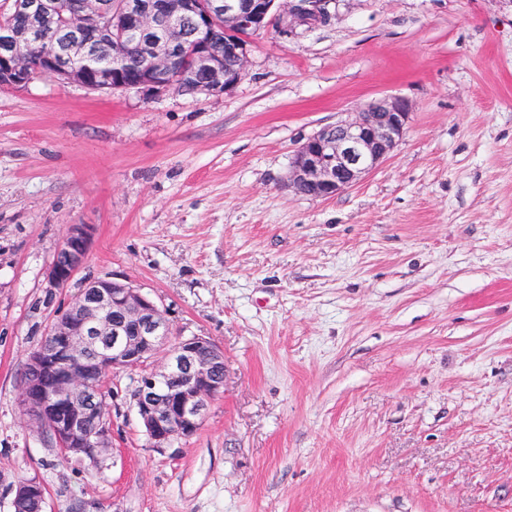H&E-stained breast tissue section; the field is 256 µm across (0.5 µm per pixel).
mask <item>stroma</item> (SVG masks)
<instances>
[{
	"label": "stroma",
	"instance_id": "stroma-1",
	"mask_svg": "<svg viewBox=\"0 0 512 512\" xmlns=\"http://www.w3.org/2000/svg\"><path fill=\"white\" fill-rule=\"evenodd\" d=\"M254 35L229 92L0 87V512H512V0H331ZM396 96L390 158L329 199L284 186L320 128ZM96 228L67 287L46 273ZM224 351L200 429L151 447L108 372L112 448L61 460L19 384L85 280ZM94 234L91 224H72L47 271L48 288H64L86 263ZM14 498H33L43 502L45 500V492L39 483L26 481L18 484ZM12 508L13 512H38L39 506L35 501L24 499L13 501Z\"/></svg>",
	"mask_w": 512,
	"mask_h": 512
}]
</instances>
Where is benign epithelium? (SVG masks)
Instances as JSON below:
<instances>
[{
    "mask_svg": "<svg viewBox=\"0 0 512 512\" xmlns=\"http://www.w3.org/2000/svg\"><path fill=\"white\" fill-rule=\"evenodd\" d=\"M331 0H12L20 19L3 30L9 55L0 58V86H25L32 47L45 43L39 70L61 84L96 91L136 90L162 93L184 90V75L202 94L226 93L246 75L250 38L269 28L273 10L280 31L330 22ZM80 18L67 28L63 46L53 35L64 15ZM224 34V52L233 65L212 56L208 44L215 32ZM137 48L144 65L135 77L124 75L122 57ZM112 58L95 71L88 64ZM412 104L388 97L369 104L356 118L324 126L295 150L286 179L294 193L328 199L355 186L384 162L403 138ZM94 234L91 224H72L47 271L50 288H63L83 268ZM53 351L33 352L27 364L39 381L24 392L30 423L51 430L57 447L82 456L99 457L112 447V423L89 430V416L107 415L102 384L86 379L94 368L138 373L131 399L154 448L200 428L208 401L224 390V353L211 341L194 336L171 342L166 311L142 289L126 281L93 278L72 304L50 323ZM165 351L160 370L149 361ZM175 385L162 390V380ZM14 498L45 500L42 485L18 484Z\"/></svg>",
    "mask_w": 512,
    "mask_h": 512,
    "instance_id": "7a95c632",
    "label": "benign epithelium"
}]
</instances>
